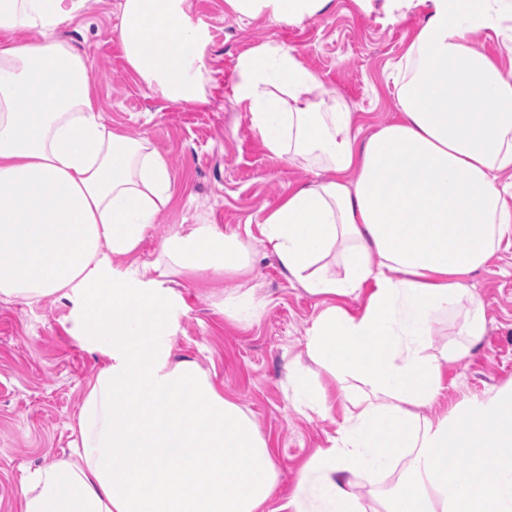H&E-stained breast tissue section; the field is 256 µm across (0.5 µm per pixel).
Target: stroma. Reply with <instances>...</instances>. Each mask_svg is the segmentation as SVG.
<instances>
[{"label": "stroma", "instance_id": "obj_1", "mask_svg": "<svg viewBox=\"0 0 512 512\" xmlns=\"http://www.w3.org/2000/svg\"><path fill=\"white\" fill-rule=\"evenodd\" d=\"M119 3L98 0L59 33L86 60L104 123L147 139L170 167L173 202L157 215L138 261H154L165 237L195 224L251 230L247 274L175 272L166 284L187 308L176 356L195 359L256 423L277 473L276 491L261 512H281L303 466L317 449L329 447L346 399L306 354L320 298L289 280L259 229L270 208L315 173L272 154L253 131L235 97L238 63L263 43L290 52L356 113L366 138L399 113L393 80L429 6L425 0H332L320 16L283 24L239 18L224 0H190V20L207 40L204 78L198 99L172 101L160 89H147L127 64ZM492 15L491 25L470 38L512 78V9L494 0ZM467 282L485 301L488 332L467 357L445 365L438 401L421 410L431 419L512 383V246L501 247ZM243 286L261 300L259 314L225 317V299ZM69 314V303L52 297L33 305L0 301V512H16L17 492L30 472L69 457L80 443L81 406L105 361L70 334ZM292 366L309 369L326 388L327 414L294 407Z\"/></svg>", "mask_w": 512, "mask_h": 512}]
</instances>
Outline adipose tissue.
Here are the masks:
<instances>
[{"label":"adipose tissue","instance_id":"ef3b65f1","mask_svg":"<svg viewBox=\"0 0 512 512\" xmlns=\"http://www.w3.org/2000/svg\"><path fill=\"white\" fill-rule=\"evenodd\" d=\"M90 0H0V299L72 304L76 337L105 366L89 383L81 446L22 484L19 512H259L276 488L256 424L192 359L173 357L185 305L163 265L233 275L238 231L200 224L134 255L172 200L166 160L103 122L83 57L57 31ZM236 15L300 22L331 0H225ZM431 11L397 81L399 118L359 141L356 116L295 56L263 44L235 94L266 148L326 170L292 191L260 230L281 268L326 306L309 358L350 396L330 447L304 467L292 512H512V384L431 421L443 366L487 331L465 282L512 238V80L476 49L488 26L463 0ZM130 67L168 98H194L205 39L189 0H122ZM341 258L343 274L329 270ZM365 296L359 313L336 305ZM461 307L467 345L436 349L439 312ZM405 468L366 508L357 480Z\"/></svg>","mask_w":512,"mask_h":512}]
</instances>
